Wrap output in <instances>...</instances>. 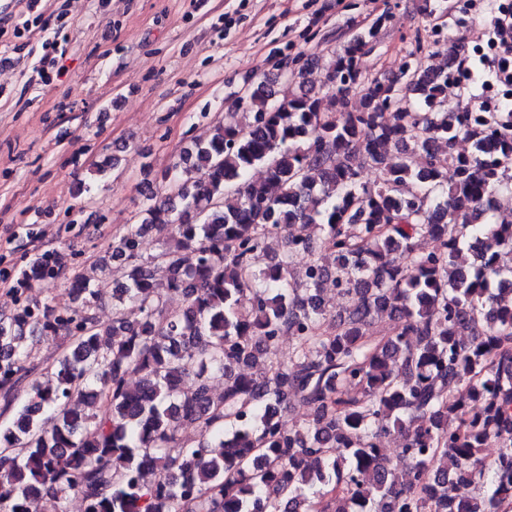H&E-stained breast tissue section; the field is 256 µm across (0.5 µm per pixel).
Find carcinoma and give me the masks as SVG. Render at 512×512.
<instances>
[{"instance_id":"obj_1","label":"carcinoma","mask_w":512,"mask_h":512,"mask_svg":"<svg viewBox=\"0 0 512 512\" xmlns=\"http://www.w3.org/2000/svg\"><path fill=\"white\" fill-rule=\"evenodd\" d=\"M379 26L326 60L322 94L303 89L319 65L308 60L287 87L265 78L236 96L244 121L179 153L140 223L110 246L124 271L112 322L97 316L93 273L70 279L64 308L26 295L62 273L54 252L29 255L18 304L0 314V416L12 413L0 425V512L72 493L82 512H454L460 501L512 512V312L498 313L512 268L496 262L512 252V219L492 207L512 190V112L440 107L465 72L459 45L436 72L415 58L404 81L364 80L358 53ZM461 139L470 152L455 151ZM358 159L379 170L374 184ZM257 166L263 178H247ZM273 235L280 260L254 269ZM428 236L438 250L418 252ZM331 277L349 304L339 322L322 297ZM172 295L183 309L167 308ZM385 315L402 326L375 341ZM283 333L297 348L278 362ZM37 336L66 343L41 368ZM462 385L474 405L455 397ZM295 400L309 416L287 430L280 413ZM187 424L198 437L181 436ZM391 430L402 483L380 448Z\"/></svg>"}]
</instances>
